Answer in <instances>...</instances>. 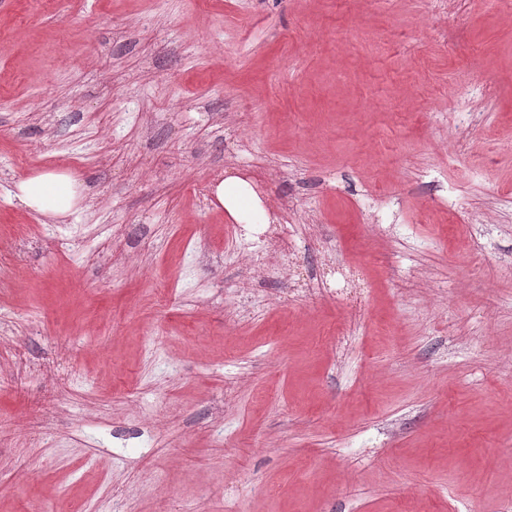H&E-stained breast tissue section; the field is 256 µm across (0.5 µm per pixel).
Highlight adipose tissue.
<instances>
[{
    "label": "adipose tissue",
    "mask_w": 512,
    "mask_h": 512,
    "mask_svg": "<svg viewBox=\"0 0 512 512\" xmlns=\"http://www.w3.org/2000/svg\"><path fill=\"white\" fill-rule=\"evenodd\" d=\"M214 195L235 220H242L247 211H261L259 200L248 197L247 183L237 177L219 182ZM15 199L25 208L49 217H66L72 214L80 199L78 182L69 174L39 172L21 180L16 185Z\"/></svg>",
    "instance_id": "adipose-tissue-1"
}]
</instances>
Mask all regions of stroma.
<instances>
[{
	"label": "stroma",
	"mask_w": 512,
	"mask_h": 512,
	"mask_svg": "<svg viewBox=\"0 0 512 512\" xmlns=\"http://www.w3.org/2000/svg\"><path fill=\"white\" fill-rule=\"evenodd\" d=\"M0 334V512H512V0H0ZM14 198L39 215L67 217L78 204L80 188L67 173L39 172L17 183ZM214 195L218 203L224 207L230 216L237 221H242L246 213L254 214L259 212L263 215L262 224H269V217L265 214L260 201L248 197V184L237 177H228L217 184ZM249 201L250 208L245 204ZM290 241L284 224H269V236L267 245L269 250L257 252L252 256L253 266L257 269H264L268 264L269 252L283 254L288 252Z\"/></svg>",
	"instance_id": "35a3bbf8"
}]
</instances>
